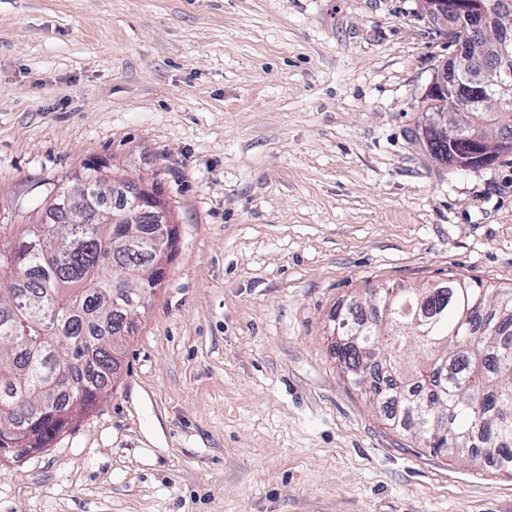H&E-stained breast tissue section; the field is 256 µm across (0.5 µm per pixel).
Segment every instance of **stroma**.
<instances>
[{"mask_svg": "<svg viewBox=\"0 0 512 512\" xmlns=\"http://www.w3.org/2000/svg\"><path fill=\"white\" fill-rule=\"evenodd\" d=\"M451 50L419 0H0V245L104 161L179 229L95 406L0 461V512H512L336 358L352 298L512 287V155L416 137Z\"/></svg>", "mask_w": 512, "mask_h": 512, "instance_id": "1", "label": "stroma"}]
</instances>
